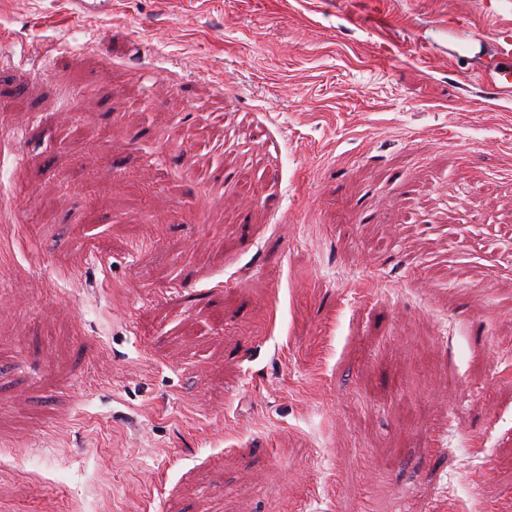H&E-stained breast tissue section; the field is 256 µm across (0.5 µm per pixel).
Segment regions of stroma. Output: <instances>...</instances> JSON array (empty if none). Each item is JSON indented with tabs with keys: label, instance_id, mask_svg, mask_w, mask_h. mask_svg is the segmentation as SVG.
Listing matches in <instances>:
<instances>
[{
	"label": "stroma",
	"instance_id": "obj_1",
	"mask_svg": "<svg viewBox=\"0 0 512 512\" xmlns=\"http://www.w3.org/2000/svg\"><path fill=\"white\" fill-rule=\"evenodd\" d=\"M508 41L0 0V512H512Z\"/></svg>",
	"mask_w": 512,
	"mask_h": 512
}]
</instances>
